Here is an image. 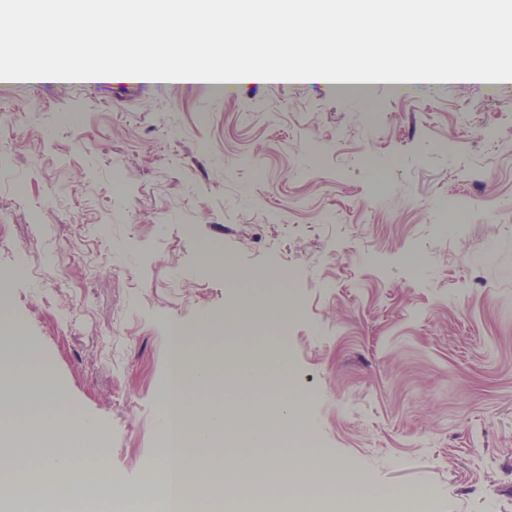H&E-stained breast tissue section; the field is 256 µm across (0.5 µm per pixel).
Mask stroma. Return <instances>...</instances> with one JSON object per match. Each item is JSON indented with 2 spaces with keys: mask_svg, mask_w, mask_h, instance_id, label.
I'll return each mask as SVG.
<instances>
[{
  "mask_svg": "<svg viewBox=\"0 0 512 512\" xmlns=\"http://www.w3.org/2000/svg\"><path fill=\"white\" fill-rule=\"evenodd\" d=\"M260 295L284 331L195 344L287 353L245 398L301 399L318 444L257 456L363 471L366 512H512V80H0V297L114 484L150 488L171 323Z\"/></svg>",
  "mask_w": 512,
  "mask_h": 512,
  "instance_id": "obj_1",
  "label": "stroma"
}]
</instances>
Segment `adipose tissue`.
<instances>
[{
	"instance_id": "adipose-tissue-1",
	"label": "adipose tissue",
	"mask_w": 512,
	"mask_h": 512,
	"mask_svg": "<svg viewBox=\"0 0 512 512\" xmlns=\"http://www.w3.org/2000/svg\"><path fill=\"white\" fill-rule=\"evenodd\" d=\"M195 333L178 331L172 340L171 371L173 386L165 390L159 410L167 428L173 431L176 447L160 448L158 471L150 482L154 493L164 495L168 512H183L185 497L175 494L173 483L199 482L212 473L213 460H220L224 476L258 477L269 483L283 480L325 484L334 491L333 512H345L355 492L367 483L364 473L347 465H327L317 457L290 461L252 459L243 461L224 454L225 428L245 425L249 415L246 403L202 405L191 401L200 388L231 389L248 393L257 382L268 379L270 367H277L281 377H288L287 357H277L275 364L264 360L243 361L232 355L209 358L193 356ZM58 391L44 369L43 359L29 345L22 330L0 336V418L20 416L24 430L0 428V441L15 443V450L0 452V501L10 504L12 512H23V497L42 500L45 512H54L57 499L68 496L78 503L80 490L88 480H95L107 494H120L121 489L102 473L82 469L81 464L99 456L102 438L97 427L76 414L52 423V409L61 407ZM306 416L294 401L279 403V412L270 422L257 427L255 439L284 438L305 430ZM201 450L202 457L187 463L189 448ZM36 463L29 471L28 463Z\"/></svg>"
}]
</instances>
